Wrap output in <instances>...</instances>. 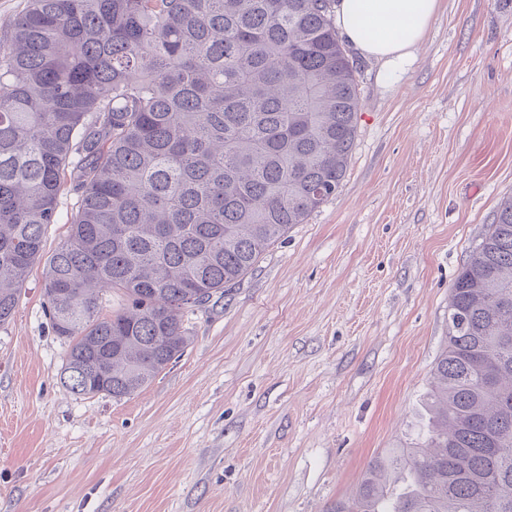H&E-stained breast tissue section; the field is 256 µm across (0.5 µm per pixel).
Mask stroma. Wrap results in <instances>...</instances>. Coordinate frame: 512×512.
Here are the masks:
<instances>
[{"mask_svg": "<svg viewBox=\"0 0 512 512\" xmlns=\"http://www.w3.org/2000/svg\"><path fill=\"white\" fill-rule=\"evenodd\" d=\"M359 65L336 198L186 315L190 344L143 390L62 386L33 265L0 327V512H329L416 443L451 288L512 196V0H439L406 73Z\"/></svg>", "mask_w": 512, "mask_h": 512, "instance_id": "stroma-1", "label": "stroma"}]
</instances>
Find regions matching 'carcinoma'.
<instances>
[{
    "label": "carcinoma",
    "mask_w": 512,
    "mask_h": 512,
    "mask_svg": "<svg viewBox=\"0 0 512 512\" xmlns=\"http://www.w3.org/2000/svg\"><path fill=\"white\" fill-rule=\"evenodd\" d=\"M334 4L27 0L0 29V325L46 260L72 393L142 389L189 345L185 310L336 197L359 90ZM69 183L80 205L46 258ZM425 410L423 444L332 512H512V197L455 280Z\"/></svg>",
    "instance_id": "carcinoma-1"
}]
</instances>
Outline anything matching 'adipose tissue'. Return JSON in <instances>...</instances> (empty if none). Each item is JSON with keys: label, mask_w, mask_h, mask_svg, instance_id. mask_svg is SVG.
Returning a JSON list of instances; mask_svg holds the SVG:
<instances>
[{"label": "adipose tissue", "mask_w": 512, "mask_h": 512, "mask_svg": "<svg viewBox=\"0 0 512 512\" xmlns=\"http://www.w3.org/2000/svg\"><path fill=\"white\" fill-rule=\"evenodd\" d=\"M437 8L438 0H338L335 25L362 55L402 74Z\"/></svg>", "instance_id": "adipose-tissue-1"}]
</instances>
